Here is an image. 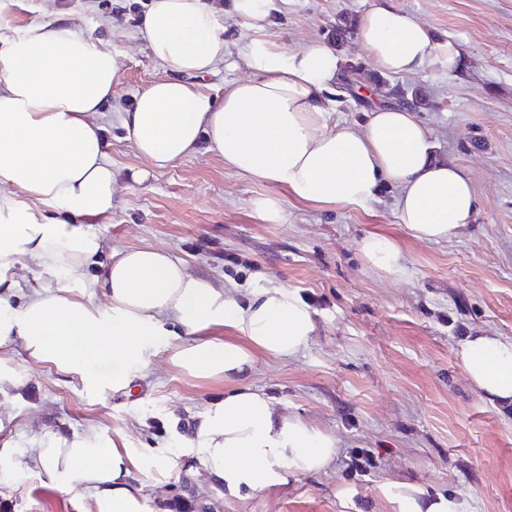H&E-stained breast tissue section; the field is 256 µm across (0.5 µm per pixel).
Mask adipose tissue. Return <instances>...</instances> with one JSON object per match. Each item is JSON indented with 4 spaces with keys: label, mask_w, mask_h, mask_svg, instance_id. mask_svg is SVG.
I'll list each match as a JSON object with an SVG mask.
<instances>
[{
    "label": "adipose tissue",
    "mask_w": 512,
    "mask_h": 512,
    "mask_svg": "<svg viewBox=\"0 0 512 512\" xmlns=\"http://www.w3.org/2000/svg\"><path fill=\"white\" fill-rule=\"evenodd\" d=\"M274 0H233L251 31L243 62L248 78L226 84L223 98L196 89L191 77L225 60L224 28L202 0H151L143 20L154 59L166 78L140 90L121 126L140 157L166 168L208 144L240 176L286 187L297 199L363 205L382 185L398 191L396 210L416 238L439 242L471 224L477 199L456 164L438 159L430 131L412 104L380 100L364 126L331 118V94L346 58L323 42L290 51L271 40ZM357 40L381 73L406 76L441 66L456 73L461 50L422 23L372 0ZM123 52L87 38L67 17L23 29H0V350L22 346L38 363L75 375L99 393L128 386L149 372L150 350L172 363L233 385L199 416L190 445L207 479L239 497L315 473L335 458L336 438L278 413L247 384L255 353L292 358L315 332L311 307L295 292L264 288L247 304L190 271L179 256L151 246L102 256L95 218L112 212L108 144L96 117L112 97ZM359 251L383 274H407L397 246L364 237ZM43 277L14 278L19 264ZM102 293L105 305L91 302ZM240 331L245 344L202 339L213 326ZM462 366L486 397L512 400V340L474 336L460 347ZM7 450L9 472L42 470L61 491H92L95 512H145L133 470L145 462L99 429L39 436L29 450ZM399 512H458L425 490L390 486Z\"/></svg>",
    "instance_id": "adipose-tissue-1"
}]
</instances>
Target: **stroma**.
<instances>
[{
  "label": "stroma",
  "instance_id": "35a3bbf8",
  "mask_svg": "<svg viewBox=\"0 0 512 512\" xmlns=\"http://www.w3.org/2000/svg\"><path fill=\"white\" fill-rule=\"evenodd\" d=\"M132 0H13L0 23L15 29L64 14L84 35L123 51L112 102L101 116L115 178L112 213L96 221L106 249L154 246L185 257L192 272L236 289L295 290L315 311L308 348L293 358L256 354L247 382L277 411L332 434L337 454L324 471L238 498L199 476L185 441L220 379L196 378L165 352L127 387L88 394L78 377L34 364L22 349L0 353V442L31 445L46 430H104L122 448L167 460L168 471L137 472L145 512H396L381 488L402 483L449 497L462 512H512V403L489 401L458 355L467 336L512 340V0H393L396 8L452 39L465 55L456 76L431 67L381 76L366 49L337 41L341 18L355 20L371 0H281L269 37L289 50L310 40L338 44L360 66L357 93H345L333 120L359 122L379 84L421 93L418 116L436 155L469 175L477 197L472 224L441 243L416 239L400 224L393 190L362 206L301 201L283 187L240 177L203 149L152 171L124 136L120 116L135 95L166 78L128 7ZM229 66L194 77L223 95L248 76L241 53L250 33L222 0ZM282 198L288 221L267 224L252 207ZM373 235L391 240L408 274L370 268L358 250ZM370 456L369 475L354 458ZM0 512H93L88 493L49 488L44 472L0 477Z\"/></svg>",
  "mask_w": 512,
  "mask_h": 512
}]
</instances>
